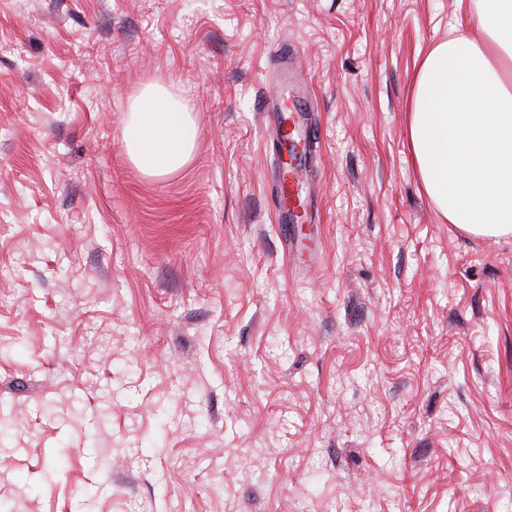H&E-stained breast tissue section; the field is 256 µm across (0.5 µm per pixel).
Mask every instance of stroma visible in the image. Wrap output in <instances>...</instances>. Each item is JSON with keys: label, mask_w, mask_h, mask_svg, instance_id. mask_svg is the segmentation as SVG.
<instances>
[{"label": "stroma", "mask_w": 512, "mask_h": 512, "mask_svg": "<svg viewBox=\"0 0 512 512\" xmlns=\"http://www.w3.org/2000/svg\"><path fill=\"white\" fill-rule=\"evenodd\" d=\"M457 0H0V499L14 512H512V235L407 143ZM313 93L288 242L264 75ZM149 84L196 150L143 176ZM196 129L185 103L161 87L149 85L133 100L124 122L127 158L146 177L171 174L192 157ZM292 177L288 179V182L286 181L283 176L282 163L279 159L277 175L272 185V194L276 207L279 211V224L283 225L282 231L285 236H291L293 233L292 225L289 226L288 224H291V222L294 220H301L295 213V209L289 205L291 198L296 194H298V197L300 198L299 206L304 211L303 221L311 224L314 219V213L317 220L320 221L317 201H315V204L313 205V200L311 197L303 198L300 182H294Z\"/></svg>", "instance_id": "obj_1"}]
</instances>
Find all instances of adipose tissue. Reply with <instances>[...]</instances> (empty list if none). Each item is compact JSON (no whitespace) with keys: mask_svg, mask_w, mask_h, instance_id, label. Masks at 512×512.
I'll return each instance as SVG.
<instances>
[{"mask_svg":"<svg viewBox=\"0 0 512 512\" xmlns=\"http://www.w3.org/2000/svg\"><path fill=\"white\" fill-rule=\"evenodd\" d=\"M475 34L434 46L419 64L407 137L427 196L475 236L512 233V0H469ZM129 161L144 176L181 169L196 147L187 105L147 86L124 122Z\"/></svg>","mask_w":512,"mask_h":512,"instance_id":"ef3b65f1","label":"adipose tissue"}]
</instances>
